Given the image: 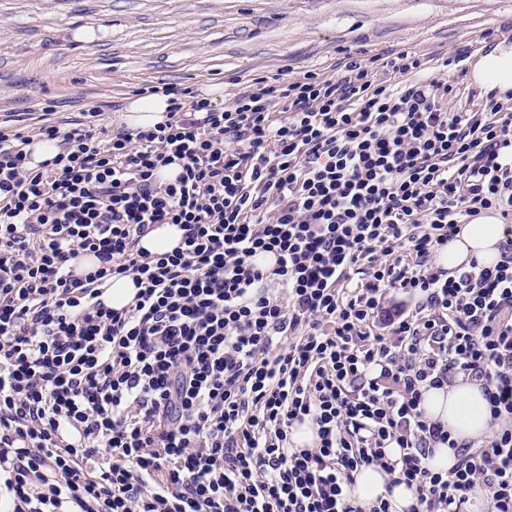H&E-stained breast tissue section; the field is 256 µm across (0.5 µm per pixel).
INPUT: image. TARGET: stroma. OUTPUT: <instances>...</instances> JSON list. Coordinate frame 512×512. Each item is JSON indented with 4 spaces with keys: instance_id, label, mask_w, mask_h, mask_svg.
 <instances>
[{
    "instance_id": "obj_1",
    "label": "stroma",
    "mask_w": 512,
    "mask_h": 512,
    "mask_svg": "<svg viewBox=\"0 0 512 512\" xmlns=\"http://www.w3.org/2000/svg\"><path fill=\"white\" fill-rule=\"evenodd\" d=\"M512 46V0H0V114L52 105L57 117L126 103L142 84L221 87L223 102L254 80L285 72L331 74L345 54L387 50L447 58L472 107L482 35Z\"/></svg>"
}]
</instances>
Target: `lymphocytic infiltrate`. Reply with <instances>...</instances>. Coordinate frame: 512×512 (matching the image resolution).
I'll return each instance as SVG.
<instances>
[{
  "mask_svg": "<svg viewBox=\"0 0 512 512\" xmlns=\"http://www.w3.org/2000/svg\"><path fill=\"white\" fill-rule=\"evenodd\" d=\"M442 68L348 54L226 106L149 82L167 119L133 131L97 106L0 116V512H361L365 466L410 512H512V110L449 111ZM36 139L58 152L32 168ZM488 211L500 261L445 276ZM161 224L181 247L142 252ZM459 377L495 424L479 443L421 408ZM132 277L131 275L112 277V282L108 287L109 290L105 295V301L113 309H121L131 302L136 292ZM354 477L355 482L351 486L349 494L364 510H368L375 497L381 493H386V497L399 512H403L402 510L408 509L415 503L413 493L403 484L394 486L392 493L387 495L385 487L391 477L380 468L364 467L357 471Z\"/></svg>",
  "mask_w": 512,
  "mask_h": 512,
  "instance_id": "obj_1",
  "label": "lymphocytic infiltrate"
}]
</instances>
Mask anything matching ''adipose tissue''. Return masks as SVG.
I'll return each instance as SVG.
<instances>
[{
  "mask_svg": "<svg viewBox=\"0 0 512 512\" xmlns=\"http://www.w3.org/2000/svg\"><path fill=\"white\" fill-rule=\"evenodd\" d=\"M475 78L499 93L511 92L512 49L496 47L487 52L476 68ZM167 108L164 96L135 97L129 99L120 114V121L131 129L152 126L165 121ZM501 237L502 225L497 215H482L461 225L455 240L438 253L436 263L448 271L473 259L482 264H495L500 259L498 243ZM422 407L428 417L447 423L453 438L459 441H479L494 430L488 404L480 386L474 383L459 380L447 388L429 390ZM389 480V475L381 469H361L355 474L350 495L363 512H368L375 497L385 492L397 512H406L414 502L411 490L402 484L390 486Z\"/></svg>",
  "mask_w": 512,
  "mask_h": 512,
  "instance_id": "adipose-tissue-1",
  "label": "adipose tissue"
}]
</instances>
